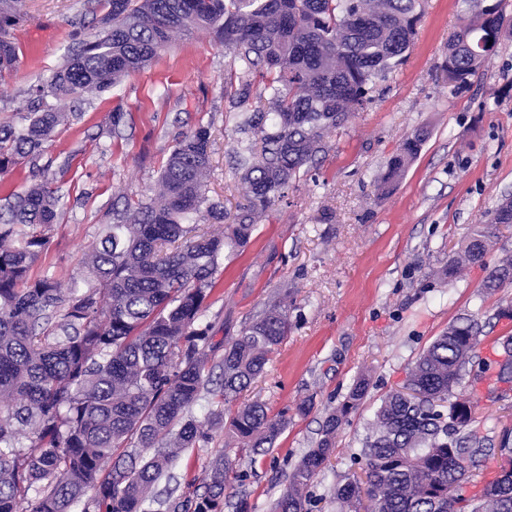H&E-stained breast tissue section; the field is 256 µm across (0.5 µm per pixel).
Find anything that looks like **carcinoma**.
<instances>
[{"mask_svg":"<svg viewBox=\"0 0 512 512\" xmlns=\"http://www.w3.org/2000/svg\"><path fill=\"white\" fill-rule=\"evenodd\" d=\"M470 15L448 41V87L471 83L512 18L502 0H468ZM23 0H0V76L19 64L9 30ZM424 0H104L98 34L36 86L56 105L0 127V172L33 156L67 119L74 98L104 92L142 70L175 37L205 30L231 55L224 97L239 108L256 85L269 94L239 123L236 150L246 204L220 235L200 232L197 216L224 221L207 194L213 141L201 126L178 139L152 196L115 212L86 259L93 285L68 287L30 272L47 250L57 199L45 183L0 213V512H223L229 460L219 456L201 488L158 499L157 486L182 453L209 432L190 409L214 370L211 391L228 406L263 371L288 335V297L253 319L234 340L213 343L206 300L219 286L224 256L245 247L256 220L287 196L302 168L328 152L329 135L370 102L377 83L402 65ZM489 42L486 49L479 42ZM429 138L416 129L390 158L376 186L386 191ZM512 224V198L473 225L444 274L485 266L499 226ZM512 284V255L487 275L489 294ZM486 339L475 316L461 317L416 360L406 386L381 402L353 460L364 464L371 512H512V473L498 472L472 496L489 438L472 427V406L455 388L472 377L512 382V336L493 343L503 359L474 357ZM359 378L331 412L315 446L289 477L273 512H309L306 490L336 451V432L364 399ZM287 420L255 402L229 413V427L251 460L274 446ZM357 509L360 486L335 489Z\"/></svg>","mask_w":512,"mask_h":512,"instance_id":"obj_1","label":"carcinoma"}]
</instances>
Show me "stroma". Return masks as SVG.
I'll list each match as a JSON object with an SVG mask.
<instances>
[{"mask_svg": "<svg viewBox=\"0 0 512 512\" xmlns=\"http://www.w3.org/2000/svg\"><path fill=\"white\" fill-rule=\"evenodd\" d=\"M12 35L19 65L0 77V125H20L28 93L96 31L98 0H24ZM468 16L466 0H425L417 38L403 65L377 84L372 101L329 137L317 167L293 181L285 202L261 219L243 252L224 259L206 319L214 343L225 344L280 296L288 298V335L263 374L236 400L266 405L288 425L263 457L238 451L228 425L209 443L183 454L173 483L186 487L219 455L232 462L234 496L224 512H271L287 478L312 448L326 416L359 377L365 399L336 434V457L315 476L309 494L319 512H347L332 490L360 468L351 458L366 438L382 399L456 318L474 315L488 337L512 333L498 317L512 286L485 293L486 268L448 281L437 276L470 228L512 195V37L504 38L470 87L454 92L442 79L448 39ZM231 57L204 32L182 38L143 71L105 92L79 97L41 154L0 172V206L49 181L58 220L33 276L62 282L87 278L85 261L112 221L118 196L149 195L175 141L199 126L213 139L207 189L234 212L242 199L231 152L239 110L224 100ZM124 120L113 126V112ZM430 136L390 194L374 178L416 128ZM458 395L473 405L489 439L512 430V408L492 400L483 382ZM307 412H299L300 404Z\"/></svg>", "mask_w": 512, "mask_h": 512, "instance_id": "1", "label": "stroma"}]
</instances>
